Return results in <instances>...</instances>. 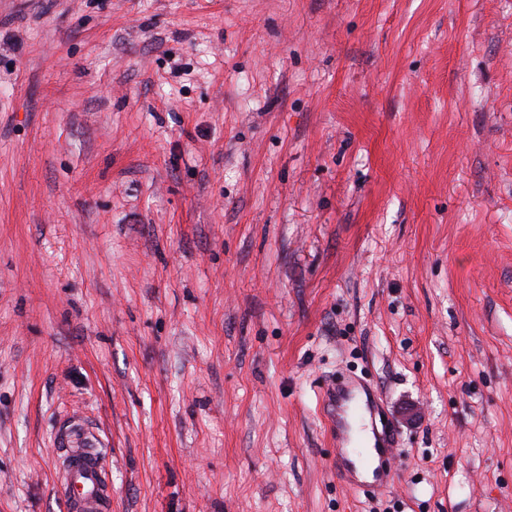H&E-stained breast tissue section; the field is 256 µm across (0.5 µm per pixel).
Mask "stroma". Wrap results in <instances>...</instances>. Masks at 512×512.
I'll use <instances>...</instances> for the list:
<instances>
[{
  "instance_id": "1",
  "label": "stroma",
  "mask_w": 512,
  "mask_h": 512,
  "mask_svg": "<svg viewBox=\"0 0 512 512\" xmlns=\"http://www.w3.org/2000/svg\"><path fill=\"white\" fill-rule=\"evenodd\" d=\"M70 431L105 512H512V0H0V512ZM354 382L342 380L337 382L327 393V401L330 403L332 407L336 409V442L341 444L343 447V442L345 440L343 434V424L341 420L338 418L337 412L339 411L343 402H349L352 400L351 389L354 386Z\"/></svg>"
}]
</instances>
